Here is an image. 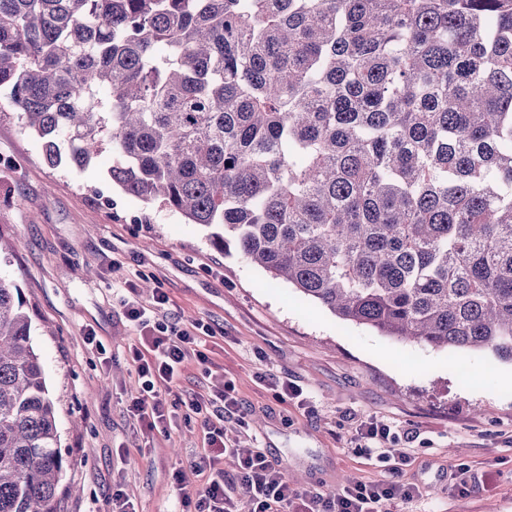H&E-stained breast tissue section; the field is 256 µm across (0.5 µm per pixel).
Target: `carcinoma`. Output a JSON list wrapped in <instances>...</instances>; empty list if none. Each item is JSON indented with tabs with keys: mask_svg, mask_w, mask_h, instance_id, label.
Masks as SVG:
<instances>
[{
	"mask_svg": "<svg viewBox=\"0 0 512 512\" xmlns=\"http://www.w3.org/2000/svg\"><path fill=\"white\" fill-rule=\"evenodd\" d=\"M2 87L49 166L106 145L340 319L512 361V0H0ZM58 444L0 279V512H58Z\"/></svg>",
	"mask_w": 512,
	"mask_h": 512,
	"instance_id": "cac0c4a2",
	"label": "carcinoma"
}]
</instances>
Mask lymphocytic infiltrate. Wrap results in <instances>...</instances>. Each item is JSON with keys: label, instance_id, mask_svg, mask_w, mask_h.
I'll return each mask as SVG.
<instances>
[{"label": "lymphocytic infiltrate", "instance_id": "obj_1", "mask_svg": "<svg viewBox=\"0 0 512 512\" xmlns=\"http://www.w3.org/2000/svg\"><path fill=\"white\" fill-rule=\"evenodd\" d=\"M167 303V296L158 292L151 303L131 302L126 310L128 320L140 331L138 344L130 350L140 383L130 409L150 431L169 419L165 394L179 381L186 360L209 361V326L199 320L186 329L169 321ZM191 407L203 426L205 480L195 492L182 494L181 512H380L383 502H409L421 493L418 486L394 481L356 483L330 492L299 488L265 449L235 447L218 428L219 420L242 414L232 384H222L211 398L192 401ZM228 459L234 465L230 474L224 470ZM238 486L245 489V498L235 495Z\"/></svg>", "mask_w": 512, "mask_h": 512}]
</instances>
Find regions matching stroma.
<instances>
[{
	"label": "stroma",
	"instance_id": "stroma-1",
	"mask_svg": "<svg viewBox=\"0 0 512 512\" xmlns=\"http://www.w3.org/2000/svg\"><path fill=\"white\" fill-rule=\"evenodd\" d=\"M114 162L106 151L82 170L47 166L41 139L0 95V239L13 244L0 253V278L21 291L55 403L59 512H110L116 488L136 512H175L181 488L200 483L203 433L188 402L220 377L245 414L223 421L228 437L265 448L304 488L394 480L423 496L388 502L389 512H512L511 361L340 320L215 245L211 228L124 193ZM125 280L135 292L113 290ZM156 291L170 320L200 319L213 332L210 369L190 364L166 396L177 406L166 433L144 430L130 411L138 333L124 302ZM274 376L299 385L302 399L280 400ZM365 422L390 427L393 456L407 458L399 471L361 452ZM463 480L469 493L457 491Z\"/></svg>",
	"mask_w": 512,
	"mask_h": 512
}]
</instances>
